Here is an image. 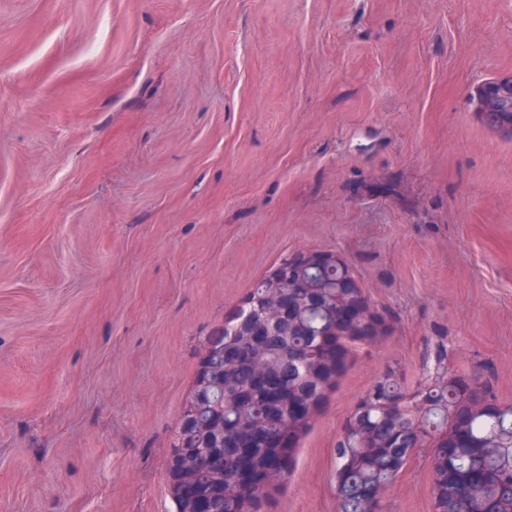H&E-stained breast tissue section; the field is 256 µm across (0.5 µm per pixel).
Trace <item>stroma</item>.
<instances>
[{
    "instance_id": "obj_1",
    "label": "stroma",
    "mask_w": 512,
    "mask_h": 512,
    "mask_svg": "<svg viewBox=\"0 0 512 512\" xmlns=\"http://www.w3.org/2000/svg\"><path fill=\"white\" fill-rule=\"evenodd\" d=\"M512 0H0V512H174L204 344L286 255L332 252L391 332L276 512H338L336 437L428 336L512 404ZM384 512H432L428 450ZM475 94L480 105V114L482 113V119L488 127L499 132V123L503 119L509 120V114L511 115L512 125L510 109L509 112H486L489 109H494L498 103L510 102L512 97V73L503 74L499 78L479 86Z\"/></svg>"
}]
</instances>
